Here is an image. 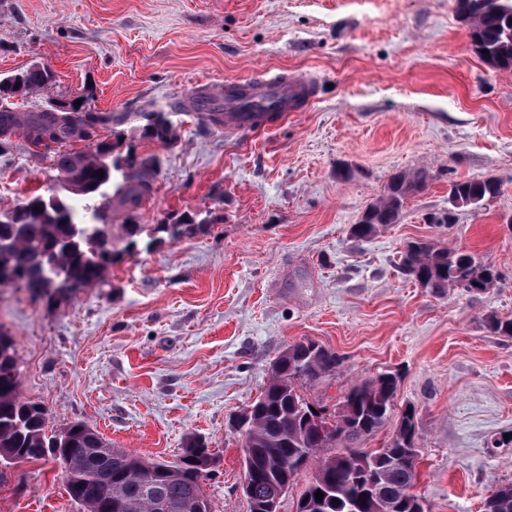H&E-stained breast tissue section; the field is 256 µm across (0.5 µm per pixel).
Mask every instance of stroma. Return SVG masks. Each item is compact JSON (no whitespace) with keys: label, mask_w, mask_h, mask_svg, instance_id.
<instances>
[{"label":"stroma","mask_w":512,"mask_h":512,"mask_svg":"<svg viewBox=\"0 0 512 512\" xmlns=\"http://www.w3.org/2000/svg\"><path fill=\"white\" fill-rule=\"evenodd\" d=\"M49 65L54 82L0 99L37 112L82 102L129 112L98 127L154 157L153 193L134 211L137 248L105 284L63 300L0 287L23 399L48 426L82 421L112 445L177 461L188 438L216 464L212 512H248L236 416L289 345L336 351V374L303 388L334 411L354 384L393 372L396 408L416 410L415 493L427 512H482L512 481V71L473 51L457 0H0V76ZM315 78L305 111L246 132L210 123L195 90L265 73ZM168 113L176 139L142 135ZM426 169L398 223L352 235L394 173ZM51 154L22 134L0 150V212L46 193ZM499 195L450 209L460 180ZM454 212V224L432 217ZM194 219L178 235L161 227ZM463 248L501 277L439 296L399 267L406 242ZM0 512H83L51 460L0 470Z\"/></svg>","instance_id":"obj_1"}]
</instances>
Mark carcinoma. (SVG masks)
<instances>
[{
    "instance_id": "carcinoma-1",
    "label": "carcinoma",
    "mask_w": 512,
    "mask_h": 512,
    "mask_svg": "<svg viewBox=\"0 0 512 512\" xmlns=\"http://www.w3.org/2000/svg\"><path fill=\"white\" fill-rule=\"evenodd\" d=\"M460 12L469 22L473 51L489 66L512 70V0H458ZM55 74L45 65L0 79V95H26L42 90ZM147 121L144 136L168 144L172 124L164 112L112 114L79 107L40 112L0 110V148L21 131L33 147L49 151L73 141L91 139L89 129L123 124L131 116ZM59 173L55 188L57 209L42 223L30 220V210L49 195L35 196L17 206L10 224L0 223V270H10L16 279L38 291L49 301L70 298L79 290L104 284L109 268L123 254L134 250L138 226L126 225V238H116L108 219L116 211H134L152 192L149 172L153 162L134 152L120 151L119 142L99 141L86 152L57 151ZM427 172H399L391 176L381 197L352 226V235L365 238L385 224H396L407 198L425 186ZM500 184L494 179L456 181L450 185L451 208L479 205L497 197ZM78 196L84 208H93L97 224L74 220L68 200ZM401 269L422 287L442 296L450 288L461 292L483 291L499 280L500 272L479 262L466 249L441 248L433 243L411 241L404 245ZM313 342L288 347L275 362L273 373L260 396L252 402L253 419L245 437L243 470L248 472L256 497L266 499L295 481L290 465L299 462L319 472L315 483L299 495L295 512H413L417 496L409 493L416 481L417 458L406 455L408 440L417 437L416 412L404 408L398 416L400 430L387 443L372 451L362 443L385 426L396 410L399 379L380 373L352 386L339 402L341 415L332 438L313 427L307 413L313 404L300 393L301 387L334 375L340 356ZM47 413L19 394L16 350L0 330V448L19 461L50 457L62 467L69 496L77 503L93 506L94 512H110L96 499L98 475L84 465H64L71 448H104L110 460L108 478L128 504L125 512H186V506L201 492L197 475L185 464L176 476L165 472L167 463L149 462L125 449L114 448L84 422H74L60 431L47 433ZM154 468L152 482L145 470ZM324 494L315 499V492ZM365 499H360V496ZM483 512H512V482L495 486L483 503Z\"/></svg>"
}]
</instances>
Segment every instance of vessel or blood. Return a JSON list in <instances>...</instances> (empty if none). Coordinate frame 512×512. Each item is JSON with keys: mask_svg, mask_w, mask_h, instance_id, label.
<instances>
[{"mask_svg": "<svg viewBox=\"0 0 512 512\" xmlns=\"http://www.w3.org/2000/svg\"><path fill=\"white\" fill-rule=\"evenodd\" d=\"M316 84L305 77L275 74L262 80L228 81L224 84V122L247 131L270 123L285 112L303 111L314 97Z\"/></svg>", "mask_w": 512, "mask_h": 512, "instance_id": "vessel-or-blood-1", "label": "vessel or blood"}]
</instances>
